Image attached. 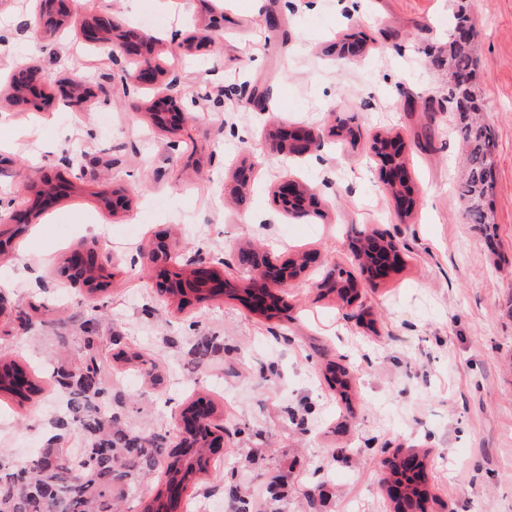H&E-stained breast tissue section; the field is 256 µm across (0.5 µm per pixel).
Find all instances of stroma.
<instances>
[{"label": "stroma", "mask_w": 512, "mask_h": 512, "mask_svg": "<svg viewBox=\"0 0 512 512\" xmlns=\"http://www.w3.org/2000/svg\"><path fill=\"white\" fill-rule=\"evenodd\" d=\"M224 0V39H213L211 0H84L57 29L36 22L44 0H0V361H15L28 400L0 393V451L23 463L47 446L71 390L51 371L84 354L81 325L96 320L109 387L98 404L124 430L181 438L179 416L208 402L224 422L223 468L190 492L210 512H234L236 496H264L265 512H394L381 459L395 449L425 455L427 512H512V0H364L351 15L336 0ZM473 26V88L497 144L492 225L471 223L455 190L462 145L447 101L448 50L458 8ZM153 37L156 83L125 93L139 58H110L86 42L88 15ZM357 56L340 55L350 35ZM49 77L42 110L15 102L10 73ZM109 96L66 107L61 80L98 84ZM179 79L188 118L170 134L151 106ZM258 87L254 105L232 95ZM320 132L305 158L273 146L279 124ZM396 138L416 204L402 212L383 182L375 138ZM253 163L233 192L234 172ZM286 179L315 191L321 213L295 220L273 194ZM123 192L127 209L107 205ZM386 231L401 243L389 276L353 303L319 288L329 265L360 279L351 230ZM181 259L238 287L239 251L278 261L310 255L273 317L245 298L177 308L164 277L144 265L155 237ZM112 256L104 290L66 278L72 247ZM209 341L198 357L195 348ZM342 367L341 399L328 380Z\"/></svg>", "instance_id": "stroma-1"}]
</instances>
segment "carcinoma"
Segmentation results:
<instances>
[{
    "label": "carcinoma",
    "instance_id": "obj_1",
    "mask_svg": "<svg viewBox=\"0 0 512 512\" xmlns=\"http://www.w3.org/2000/svg\"><path fill=\"white\" fill-rule=\"evenodd\" d=\"M432 63L448 69V102L458 114L455 132L466 152L465 170L457 192L465 200L469 216L477 224L490 223L496 144L479 117L480 107L471 83L473 57L468 44L448 32V55ZM100 336L84 337L93 351L83 367L63 372L57 382L74 389L76 400L69 412L88 439L77 457L50 445L39 450L32 464H10L0 453V512H117L116 501L132 488L140 470L161 466L168 482L194 485L208 471V433L202 431L186 441L185 451L164 456L152 439L131 435L112 422V415L98 413L96 401L104 395L98 363ZM387 479L404 486L403 500L422 507L430 499L425 474L417 481L404 475L399 455L381 461Z\"/></svg>",
    "mask_w": 512,
    "mask_h": 512
}]
</instances>
